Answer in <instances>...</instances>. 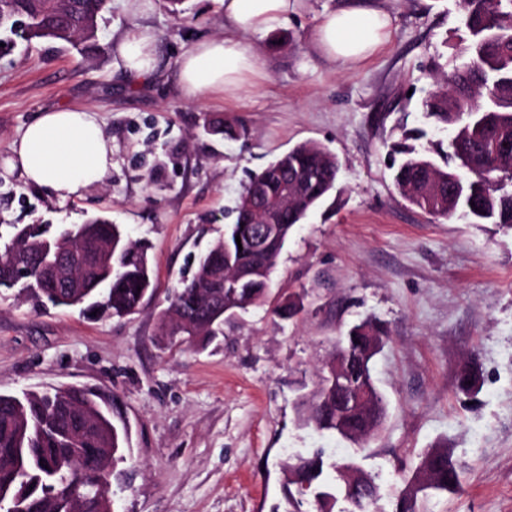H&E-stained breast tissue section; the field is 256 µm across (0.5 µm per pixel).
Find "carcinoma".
Returning a JSON list of instances; mask_svg holds the SVG:
<instances>
[{
	"label": "carcinoma",
	"mask_w": 512,
	"mask_h": 512,
	"mask_svg": "<svg viewBox=\"0 0 512 512\" xmlns=\"http://www.w3.org/2000/svg\"><path fill=\"white\" fill-rule=\"evenodd\" d=\"M459 21L467 38L457 63L441 77L439 89L422 102L425 118L433 130L448 137L447 148L415 142L427 137L424 129L411 130L389 145L388 156L395 168L394 182L404 198L422 211L470 224H496L512 232V155L505 158L503 143L512 144V0H457ZM108 0H0V43L15 38L25 42L49 38L69 42L59 34L71 28L79 40L95 45L99 19ZM495 165L502 181L494 189L476 178L464 179L461 169L472 171ZM340 171L338 158L317 143H302L278 157L257 177L272 199L283 196L284 183L297 184L293 207L267 225L265 251L232 248L224 253V240L215 242L200 260L192 278L170 299L167 313L204 318L205 301L222 302L230 311L245 310L262 302L271 288V272L289 236L307 214L332 191ZM245 189L236 208V223L251 224L255 217ZM61 256H72L81 277V287L43 278L44 244ZM250 271L256 266L265 274L231 284L225 277L228 265ZM30 268V276L17 280V266ZM151 279L144 253L124 241L118 225L91 219L55 234L29 224L19 229L0 251V288L18 287L42 303L53 306H83L99 317L113 318L137 311L150 288ZM376 321L354 325L340 338L339 348L350 361L345 380L336 386L321 378L308 400L299 402L303 420L320 432L338 433L346 428L352 439L363 444L377 433L356 409L336 405V392L369 387L379 401L384 397L374 385L371 363L360 365L369 348V337L384 336ZM480 379L479 369L465 368L458 390L468 392ZM126 436L109 426L95 395L82 389L54 393L26 392L20 396L0 394V512H112V496L93 489L96 476L77 462V449L102 448L112 455V470L128 461L122 447ZM296 486L288 489L292 512L314 505L317 512H333L337 497L323 484L321 457L302 459L292 465ZM431 474L426 485H414L416 476L399 474L401 499L398 512H417V503L434 493L455 491L461 470L448 452L433 448L419 458L415 472Z\"/></svg>",
	"instance_id": "obj_1"
}]
</instances>
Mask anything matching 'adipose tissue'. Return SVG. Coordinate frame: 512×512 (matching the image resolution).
<instances>
[{"label":"adipose tissue","mask_w":512,"mask_h":512,"mask_svg":"<svg viewBox=\"0 0 512 512\" xmlns=\"http://www.w3.org/2000/svg\"><path fill=\"white\" fill-rule=\"evenodd\" d=\"M222 2L223 35L195 44L178 61L179 91L185 100L210 93L236 96L246 77L258 71L247 36L287 19L302 6V0ZM388 26L385 15L367 8L339 10L323 16L313 42L328 61L355 64L387 42ZM115 51L129 77L142 79L156 73L160 41L152 27L138 23L127 28ZM6 166L49 196L79 197L111 181L112 139L92 110L46 111L15 133Z\"/></svg>","instance_id":"1"}]
</instances>
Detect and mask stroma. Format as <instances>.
I'll return each instance as SVG.
<instances>
[{
	"mask_svg": "<svg viewBox=\"0 0 512 512\" xmlns=\"http://www.w3.org/2000/svg\"><path fill=\"white\" fill-rule=\"evenodd\" d=\"M132 17L110 0L91 52L50 39L0 48V244L15 228L53 230L102 218L144 250L152 287L139 311L95 320L44 309L0 290V393L99 390L125 426V484L113 512H285V463L322 453L323 479L355 458L375 475L365 512H396L397 472L447 449L458 491L420 512H512V233L435 218L393 183L385 141L423 126L420 101L455 62L464 32L456 0H304L302 10L249 36L258 72L238 95L184 100L178 61L223 34L221 0H168ZM349 7L382 11L390 38L355 67L313 45L320 18ZM161 42L156 74L134 83L112 47L134 23ZM88 108L112 139V179L58 201L7 173L16 130L40 112ZM247 130L208 134L212 119ZM335 153L339 191L299 224L280 254L263 305L225 317L204 346L162 343L159 319L183 279L234 221L250 179L294 145ZM298 305L290 318L286 302ZM381 321L387 341L373 379L388 402L374 440L359 448L301 423L300 396L356 322ZM478 394H458L467 362Z\"/></svg>",
	"mask_w": 512,
	"mask_h": 512,
	"instance_id": "35a3bbf8",
	"label": "stroma"
}]
</instances>
